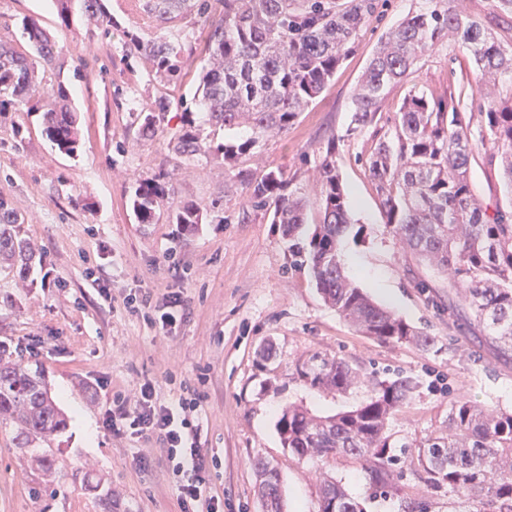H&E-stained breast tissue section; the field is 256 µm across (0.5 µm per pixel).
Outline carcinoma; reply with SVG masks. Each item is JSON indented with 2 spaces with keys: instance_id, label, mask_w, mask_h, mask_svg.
Returning <instances> with one entry per match:
<instances>
[{
  "instance_id": "1",
  "label": "carcinoma",
  "mask_w": 512,
  "mask_h": 512,
  "mask_svg": "<svg viewBox=\"0 0 512 512\" xmlns=\"http://www.w3.org/2000/svg\"><path fill=\"white\" fill-rule=\"evenodd\" d=\"M84 16L109 28L112 17L104 0H79ZM433 6L408 14L382 36L351 96L350 131L374 127L370 150L362 157L380 199L386 224L401 248L451 275L465 286L471 309L448 299V319L467 324L475 318L512 354V208L489 209L471 191L469 171L474 142L485 146L490 164L500 161L512 189V95L501 97L502 78L512 80V43L493 32L500 18L512 16V0H493L497 15L466 11L461 0H429ZM141 9L159 29L195 16L206 29L204 51L209 67L198 75L194 100L205 114L196 123L185 108L176 149L186 156L217 153L233 169L261 139L288 130L324 92L342 60L351 52L360 28L375 13L376 0H140ZM33 54L0 39V110L9 104L36 101L44 108L43 133L60 151L72 154L79 132L68 94L60 84L41 85L33 58L46 64L59 55L57 43L33 18L21 21ZM453 38L468 52L485 81L478 88L481 124L462 111L467 94L449 98L431 90L408 95L394 113L392 128L377 126L389 89L401 82L435 45ZM134 53L152 64L168 84H180L183 46L164 36L130 35ZM172 101L161 97L137 115L140 130L155 134ZM210 132L203 134L204 127ZM223 139H218V135ZM316 224L308 225V201L286 191L288 181L276 168L254 183L244 170L235 177L247 185V204L272 211L271 223L283 226L292 255L310 270L324 301L359 333L385 343L408 344L427 351L435 337L369 298L346 274L339 247L358 237L346 189L336 166L335 147L328 142L317 166ZM163 187L141 181L133 209L140 222H151ZM17 214L0 200V263L29 267L32 245L11 226ZM173 223L187 228L199 223L193 205L180 207ZM302 376L313 386L347 392L367 383L362 371L343 358L311 364ZM409 376L381 382L365 404L331 416H315L288 406L277 422L283 447L300 458L345 455L362 462L368 495L400 493L404 465L417 473L426 491L448 489L479 503L478 512H512V411L488 409L466 398L455 401L446 429L427 437L406 460L391 454L388 426L417 390ZM0 424L15 429L16 447L26 450L52 485V449L39 447L59 437L66 418L51 395L42 371H29L0 357ZM256 467L262 480L258 495L264 512H282L278 475L265 460ZM103 512H112V490L101 482L88 485ZM320 499L336 512H364L362 504L333 477L325 478Z\"/></svg>"
}]
</instances>
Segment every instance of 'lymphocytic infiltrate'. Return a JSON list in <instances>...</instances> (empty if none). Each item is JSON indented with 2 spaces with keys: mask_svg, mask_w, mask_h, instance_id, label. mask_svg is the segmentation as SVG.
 I'll list each match as a JSON object with an SVG mask.
<instances>
[{
  "mask_svg": "<svg viewBox=\"0 0 512 512\" xmlns=\"http://www.w3.org/2000/svg\"><path fill=\"white\" fill-rule=\"evenodd\" d=\"M203 401L199 392L180 397L177 404L157 402L151 384H143L135 402L115 394L106 419L116 434L140 436L156 433L162 437L172 464L180 512H223L218 498L211 493L210 468L198 448V429L190 419Z\"/></svg>",
  "mask_w": 512,
  "mask_h": 512,
  "instance_id": "1",
  "label": "lymphocytic infiltrate"
}]
</instances>
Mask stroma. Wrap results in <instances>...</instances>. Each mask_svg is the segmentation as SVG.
I'll return each mask as SVG.
<instances>
[{
    "label": "stroma",
    "instance_id": "1",
    "mask_svg": "<svg viewBox=\"0 0 512 512\" xmlns=\"http://www.w3.org/2000/svg\"><path fill=\"white\" fill-rule=\"evenodd\" d=\"M330 87L287 131L264 138L240 169L259 180L281 168L290 188L315 200V160L328 139L348 194L350 216L362 226L340 251L355 283L376 303L436 338L428 351L360 335L324 302L308 268L297 269L288 240L268 212L245 207L248 194L213 155L188 157L175 149L182 112H167L153 138L142 137L137 115L162 96L192 100L195 78L206 65L205 31L188 17L168 29L185 47L180 88L156 78L131 52L130 33L158 37L138 0H106L112 29L87 24L72 9L59 18L58 0H0V37L27 50L18 23L31 17L50 33L61 53L40 68L44 87L64 83L80 128L77 152H60L44 136L43 110L35 103L0 113V200L19 218V235L35 247L28 274L0 266V355L28 369H43L68 417L51 446L57 481L39 492V470L27 466L0 425V512H100L85 489L90 480L112 488V512H179L166 449L158 436H117L103 426L115 393L134 396L151 383L161 403L200 388L198 412L204 458H217L213 495L224 512H262L256 460L279 473L284 512H316L326 476L340 480L366 512H403L402 499L366 497L358 460L343 456L301 459L283 448L276 423L282 408L301 405L327 416L370 399L373 383L413 376L419 387L392 421L401 442L421 443L444 427L448 412L465 397L489 408L512 410V363L498 359L494 343L458 330L428 302L417 280L439 295L462 301L460 286L425 262L405 254L385 224L379 198L359 157L372 144L371 130L348 134L351 94L383 33L425 0H376ZM480 74L458 44L428 52L394 85L383 116L398 111L413 90L440 94L477 86ZM142 180L164 189L151 223H140L131 199ZM471 188L488 205L512 206L500 170L476 159ZM199 210L195 230L173 223L183 205ZM151 292L148 316L131 313L127 300ZM180 293L181 319L163 329L165 297ZM40 337L37 354L26 353ZM343 357L368 384L345 393L311 386L299 375L312 355ZM146 466H138L137 458Z\"/></svg>",
    "mask_w": 512,
    "mask_h": 512
}]
</instances>
